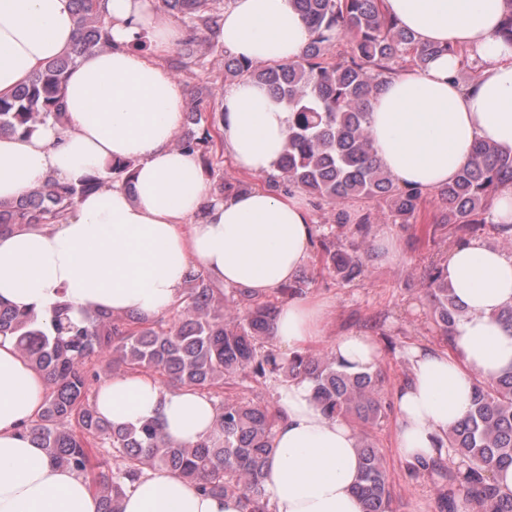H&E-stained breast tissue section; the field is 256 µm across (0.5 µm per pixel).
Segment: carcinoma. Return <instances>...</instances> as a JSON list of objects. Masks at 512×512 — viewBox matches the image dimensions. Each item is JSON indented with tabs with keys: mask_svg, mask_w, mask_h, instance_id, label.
Segmentation results:
<instances>
[{
	"mask_svg": "<svg viewBox=\"0 0 512 512\" xmlns=\"http://www.w3.org/2000/svg\"><path fill=\"white\" fill-rule=\"evenodd\" d=\"M77 37L66 53L48 60L12 96L0 98V135L28 134L48 120L65 125L63 87L80 57L111 47L100 0H70ZM305 17L313 34L304 54L288 63L260 65L224 58V73L246 77L269 89L291 112L288 139L279 174L269 185L286 194L299 189L319 209L332 208L335 224L364 239L374 221L367 210L352 214L349 203L374 200L394 224L417 221L423 193L400 186L374 157L369 106L399 61L409 57L421 65L441 52L419 46L414 36L381 14L379 0H290ZM166 9L189 30L179 63L200 65L199 38L214 31L224 14V0H163ZM347 41L348 49L329 62L327 50ZM201 101L185 113L187 130L177 147L196 153L213 166L216 154L212 130L201 124ZM133 162H112L106 174H93L82 183L48 182L20 198L0 203V232L16 224L59 222L77 200L101 188L110 175H127ZM512 186V154L477 144L456 179L433 193L440 204L439 223L448 225L456 240L474 236L486 224L489 200L500 188ZM367 252L350 244L326 252L323 269L352 283L365 275ZM191 288L182 304L188 319L169 325L134 315L117 320L104 310H88L75 323L66 304L57 306L50 323L33 312L0 304V335L17 339V349L48 383L37 419L19 428L23 437L45 448L49 459L89 477L99 512H120L119 502L146 471L165 468L194 481L204 494L239 496L244 512H269L264 477L274 452L277 413L253 403L224 401L213 429L193 444L168 437L148 421L138 428L116 427L99 415L93 393L98 371L122 366L128 372L156 371L180 387L207 394L224 387L229 378L282 380L305 378L313 397L329 419L352 425L362 470L356 492L363 512H394V498L383 461L369 442L367 428L385 417L378 377L350 372L333 355L297 353L282 360L268 347L277 312L275 304L240 288L224 291V312L211 307L213 289L203 274L189 276ZM311 283L296 276L277 293L284 299L302 295ZM429 314L442 340L452 346V331L463 314L437 265L427 275ZM447 448L467 472L459 477L441 459H421L410 466L419 477L442 484L444 512H512V495L500 494L495 472L512 466V370L476 380L466 419L448 430ZM117 455L122 463L108 472H95L93 458Z\"/></svg>",
	"mask_w": 512,
	"mask_h": 512,
	"instance_id": "cac0c4a2",
	"label": "carcinoma"
}]
</instances>
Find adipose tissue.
Here are the masks:
<instances>
[{"mask_svg":"<svg viewBox=\"0 0 512 512\" xmlns=\"http://www.w3.org/2000/svg\"><path fill=\"white\" fill-rule=\"evenodd\" d=\"M419 44L441 47L425 65L396 72L370 106L374 154L403 187L430 192L451 183L475 143L512 154V43L501 35L512 0H380ZM112 46L81 58L64 85L66 125L47 121L28 135L0 137V201L48 180L76 183L115 159H131L132 187L112 184L78 199L61 223L18 225L0 234V303L51 318L65 303L72 320L105 309L152 318L176 305L190 271L258 295L293 279L312 247L310 206L301 192L266 187L224 197L208 187L197 154L175 145L186 91L165 65L186 30L161 0H105ZM215 37L256 63L300 58L312 33L290 0H232ZM76 38L70 0H0V97ZM146 39L150 52L137 50ZM478 69L467 83L465 65ZM224 147L236 167L275 173L291 113L249 79L224 89ZM443 273L464 312L453 348L412 347L411 376L395 392L397 454L447 457L446 435L466 416L475 375L512 369V331L496 318L512 305V254L481 239L453 243ZM326 303L302 295L282 304L273 325L281 350L325 340ZM351 371L374 370L370 337H335ZM45 379L0 335V512H98L88 478L52 462L22 437L44 401ZM99 412L113 425L157 422L190 444L210 432L213 398L131 373L102 384ZM281 419L264 486L270 512H362L355 494L361 459L350 425L326 419L313 385L278 388ZM122 512H242L238 496L201 494L196 483L152 469L129 489Z\"/></svg>","mask_w":512,"mask_h":512,"instance_id":"adipose-tissue-1","label":"adipose tissue"}]
</instances>
